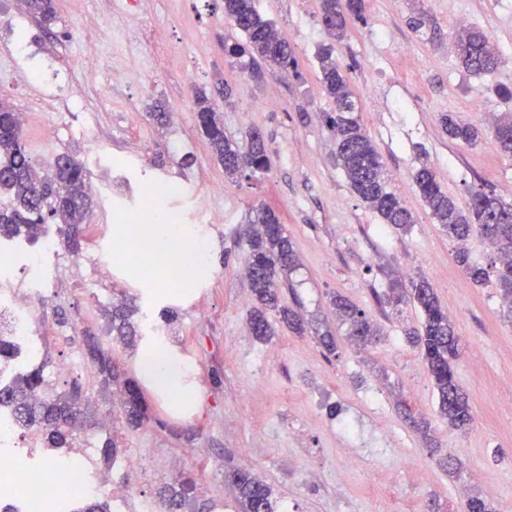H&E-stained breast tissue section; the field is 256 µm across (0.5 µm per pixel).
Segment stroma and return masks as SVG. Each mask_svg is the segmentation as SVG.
I'll use <instances>...</instances> for the list:
<instances>
[{
	"instance_id": "1",
	"label": "stroma",
	"mask_w": 512,
	"mask_h": 512,
	"mask_svg": "<svg viewBox=\"0 0 512 512\" xmlns=\"http://www.w3.org/2000/svg\"><path fill=\"white\" fill-rule=\"evenodd\" d=\"M51 31L30 21V49L22 69L69 79L68 97L47 104L52 122L96 123L113 164L139 187L158 181L204 187L219 183L215 205L224 221L209 225L211 271L197 291L150 295L137 270H115L113 300L175 307V352L196 365L186 389L199 391L188 416L149 398L151 419L132 430L125 424L115 385L104 383L93 363L51 382L50 396L79 382L87 401L84 417L97 441L114 438L121 448L150 449L155 460L186 457L183 474L195 480L190 508L224 503L240 512L225 471L247 465L261 471L273 496L288 512H466L470 497L512 512V319L502 307L494 278L473 283L456 263L448 238L423 206L411 179L421 161L434 168L442 187L466 206L471 186L482 185L512 203V157L500 154L487 134L489 115L512 112V0H366L362 18L351 20L333 56L359 100L358 119L377 148L391 190L414 215L404 232L382 231L380 221L350 189L336 165L332 133L324 115L333 105L319 82L317 53L330 44L320 22L319 0H256L259 11L288 40L297 59L285 80L253 78L224 53L230 33L224 0H55ZM425 9L426 33L411 29L412 11ZM101 16L94 41L99 80L86 82L87 44L79 21ZM495 35L503 56L486 76L464 71L453 41L460 24ZM194 75L185 84V72ZM216 102L225 134L244 142L248 130L263 137L271 167L230 179L198 130L196 92ZM260 103L250 122L245 102ZM180 110L178 122L157 123L154 111ZM443 112L457 113L485 132L477 145L448 139ZM276 211L298 255L282 300L296 306L310 331L298 336L285 326L247 350H230L232 336L246 329L255 305L243 273L247 251L238 230L260 206ZM427 280L452 315L461 338L454 371L468 397L474 422L448 427L419 349L404 329L420 324L413 302L378 305L375 293L391 284ZM342 295L381 329L376 343L358 346L339 322L330 299ZM111 302L91 299L82 279L66 280L50 305L54 319L77 323L66 344L44 339V356L58 361L84 351L91 333L127 376H135L136 346L115 342ZM331 330L335 352L317 334ZM206 462L190 458L196 447ZM250 449L243 457L242 449Z\"/></svg>"
}]
</instances>
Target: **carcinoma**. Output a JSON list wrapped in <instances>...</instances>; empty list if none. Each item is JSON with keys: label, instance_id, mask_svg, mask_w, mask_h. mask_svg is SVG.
<instances>
[{"label": "carcinoma", "instance_id": "1", "mask_svg": "<svg viewBox=\"0 0 512 512\" xmlns=\"http://www.w3.org/2000/svg\"><path fill=\"white\" fill-rule=\"evenodd\" d=\"M28 10L40 23L50 26L56 20L54 0H26ZM321 24L327 36L337 42L346 37L347 23L363 18L364 0H319ZM224 22L242 37L224 41L228 56L249 58V68L260 73L261 67L277 73L297 68V61L288 41L278 34L274 24L256 8L255 0H224ZM454 53L464 70L481 76L495 72L502 63L488 36L473 26H462L454 41ZM323 93L332 102L333 110L325 114L326 124L336 141V166L339 167L351 190L377 214L381 224L405 230L414 223L411 210L389 187L380 154L362 129L358 119L355 95L349 80L332 58L330 49L317 55ZM200 131L207 144L224 166V174L234 179L246 171H265L270 157L262 138L251 131L247 145L224 135V123L216 104L203 92L196 96ZM441 130L451 140L474 144L479 139L476 127L462 122L456 113L439 116ZM493 126L499 137L494 146L512 156V113L495 116ZM8 177L0 181V236L22 235L36 242L46 232V225L55 224L64 236L67 247L78 246V235L87 224L94 206L88 191L90 173L85 165L69 156L54 161L51 172L42 175L35 167L26 148L25 135L18 113L11 104L0 98V170ZM424 206L440 224L448 237L465 241L477 232L487 239L497 252L499 262L497 281L500 295L507 304L512 319V204L480 188L469 191L468 208L461 209L442 189L436 173L422 163L412 174ZM279 223L271 209H256L254 219L243 229L248 245L245 265L255 264L250 286L257 306L249 315L251 335L265 339L274 335L273 322L282 323L293 333H305L299 313L281 304V288L288 284V274L296 268L297 257L284 228L275 231L270 225ZM455 259L475 283L488 277L487 270L470 261L468 252L461 249ZM410 299L421 314L420 326L405 332L408 341L422 353L438 397V413L452 428L470 424L472 415L468 400L459 388L454 364L459 356V338L448 313L441 307L433 288L421 281L411 288ZM336 316L349 325V336L366 343L378 336L377 325L365 312L346 298H332ZM134 309L120 303L112 306V335L126 340L135 335L130 318ZM87 350L99 370L119 387L126 423L137 428L150 419L149 406L136 380L125 376L112 362V354L94 339L87 341ZM44 386L43 372L34 368L19 375L12 386L0 391V401L14 407L20 426L45 429L49 448H66L72 443V427L80 413L81 391L78 384L62 395L45 400L37 397ZM224 480L234 489L243 512H275L272 488L247 467L224 472ZM192 486L187 481L161 489L158 499L169 512L186 505Z\"/></svg>", "mask_w": 512, "mask_h": 512}]
</instances>
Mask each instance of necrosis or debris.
<instances>
[{
  "label": "necrosis or debris",
  "instance_id": "necrosis-or-debris-1",
  "mask_svg": "<svg viewBox=\"0 0 512 512\" xmlns=\"http://www.w3.org/2000/svg\"><path fill=\"white\" fill-rule=\"evenodd\" d=\"M111 224H101L85 259L73 262L55 230H48L38 249L22 240L0 239V342L12 355L0 359V389L42 352L40 334L53 328L68 335L66 325H53L47 309L64 275L83 279L91 295L112 280ZM0 454L7 458L9 480L0 486V512H40L44 500H62V512H85L98 501L107 512H162L160 502L142 492L153 482L152 455L144 449L125 450L112 458L110 470L99 467L93 440L52 453L39 429L21 430L12 407L0 403Z\"/></svg>",
  "mask_w": 512,
  "mask_h": 512
}]
</instances>
